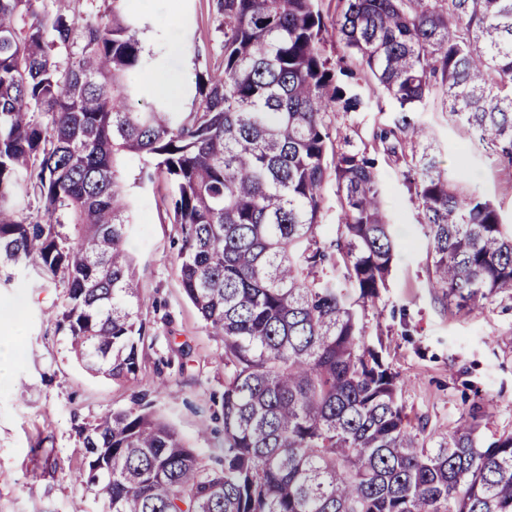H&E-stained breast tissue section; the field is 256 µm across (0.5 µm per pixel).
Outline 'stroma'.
I'll return each instance as SVG.
<instances>
[{
    "label": "stroma",
    "instance_id": "35a3bbf8",
    "mask_svg": "<svg viewBox=\"0 0 512 512\" xmlns=\"http://www.w3.org/2000/svg\"><path fill=\"white\" fill-rule=\"evenodd\" d=\"M123 8L140 21L145 64L132 79L144 89L141 105L160 98L150 80L160 71L169 80L163 98L170 111L189 113L199 78L224 68L218 0H125ZM324 53L351 70L348 83L362 101L359 111L328 114V123L374 149V132L392 127L397 106L369 86L364 71L343 58L335 42H326ZM422 121L449 179L459 190L492 201L512 225V166L489 156L449 119L439 100L428 103ZM376 158L400 252L387 288L361 316L366 338L384 343L386 362L405 383L407 410L427 419L428 437L446 435L476 405L495 413V430L512 426V300L461 307L433 287L431 249L404 183V163L382 151ZM140 167L139 159L127 158L118 173L134 212L127 244L136 262L138 316L146 327L135 376L115 381L78 362L71 337L57 326L64 289L33 264L11 267L10 282L0 281V307L13 310L0 320V336L10 337L14 349L10 369L0 373V512H71L77 499L86 512H103L82 481L86 463L74 427L132 408L138 393L147 394L203 464L219 466L223 457V423L214 414L224 392V343L183 290L169 185L161 178L141 181Z\"/></svg>",
    "mask_w": 512,
    "mask_h": 512
}]
</instances>
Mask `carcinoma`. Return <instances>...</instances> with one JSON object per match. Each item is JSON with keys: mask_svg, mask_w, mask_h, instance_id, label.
<instances>
[{"mask_svg": "<svg viewBox=\"0 0 512 512\" xmlns=\"http://www.w3.org/2000/svg\"><path fill=\"white\" fill-rule=\"evenodd\" d=\"M122 2L83 20L0 0V255L63 286L57 323L81 362L136 374L145 327L117 166L137 156L170 185L182 287L224 340L221 468L148 403L76 428L105 512H512V429L485 441L493 413L473 409L428 444L363 334L397 243L376 159L326 121L361 100L323 53L329 31L399 105L377 135L386 152L417 140L405 180L435 286L460 306L512 300V225L460 195L418 120L436 92L512 164V0H340L328 20L315 0H219L224 74L199 82L186 116L136 105L143 58ZM329 150L340 214L321 240ZM334 255L342 288L313 278Z\"/></svg>", "mask_w": 512, "mask_h": 512, "instance_id": "carcinoma-1", "label": "carcinoma"}]
</instances>
